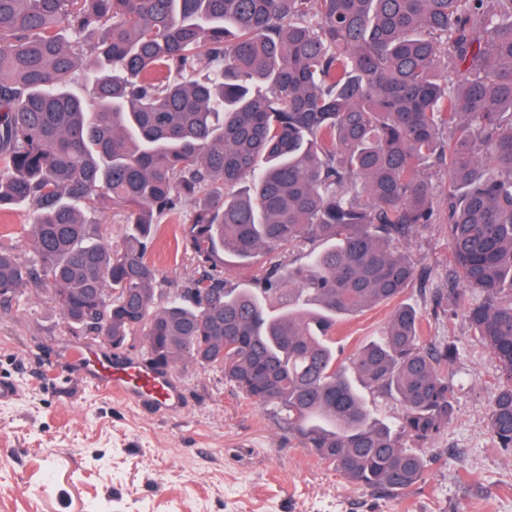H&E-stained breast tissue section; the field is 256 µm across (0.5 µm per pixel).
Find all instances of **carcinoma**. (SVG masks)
Returning a JSON list of instances; mask_svg holds the SVG:
<instances>
[{
    "label": "carcinoma",
    "instance_id": "1",
    "mask_svg": "<svg viewBox=\"0 0 512 512\" xmlns=\"http://www.w3.org/2000/svg\"><path fill=\"white\" fill-rule=\"evenodd\" d=\"M9 205L29 207L34 253L0 244L1 298L44 286L67 324L142 330L166 367L224 361L320 461L390 495L426 474L408 442L454 414L459 347L423 336L404 299V243L442 224L496 361L489 429L512 449V0H0ZM107 205L130 211L119 248L98 233ZM171 216L203 272L157 308L152 230ZM279 248L298 257L248 286L226 276ZM389 303L338 361L341 322ZM365 390L398 400V423Z\"/></svg>",
    "mask_w": 512,
    "mask_h": 512
}]
</instances>
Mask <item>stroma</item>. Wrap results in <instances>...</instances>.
Instances as JSON below:
<instances>
[{"mask_svg":"<svg viewBox=\"0 0 512 512\" xmlns=\"http://www.w3.org/2000/svg\"><path fill=\"white\" fill-rule=\"evenodd\" d=\"M184 227L156 225L151 256L163 292H181L200 269ZM419 276L406 297L429 340L455 337L453 421L422 446V482L399 496L350 486L289 434L280 413L248 399L223 370L184 361L179 411L155 415L105 395L71 358L99 348L68 327L32 288L0 299V375L18 392L0 402V512H512V452L487 425L496 363L448 295L451 248L434 224L406 245ZM392 308L345 320L344 357L379 335Z\"/></svg>","mask_w":512,"mask_h":512,"instance_id":"obj_1","label":"stroma"}]
</instances>
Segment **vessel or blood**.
<instances>
[{
    "label": "vessel or blood",
    "instance_id": "1",
    "mask_svg": "<svg viewBox=\"0 0 512 512\" xmlns=\"http://www.w3.org/2000/svg\"><path fill=\"white\" fill-rule=\"evenodd\" d=\"M75 357L84 375L105 394L138 405L148 404L165 414L180 409L183 389L174 376L146 357L104 358L83 350Z\"/></svg>",
    "mask_w": 512,
    "mask_h": 512
}]
</instances>
